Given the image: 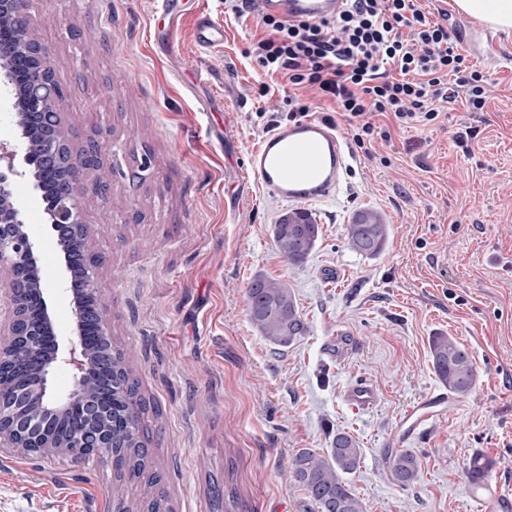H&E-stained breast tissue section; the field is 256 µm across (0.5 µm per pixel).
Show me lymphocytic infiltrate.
Wrapping results in <instances>:
<instances>
[{
	"label": "lymphocytic infiltrate",
	"instance_id": "obj_1",
	"mask_svg": "<svg viewBox=\"0 0 512 512\" xmlns=\"http://www.w3.org/2000/svg\"><path fill=\"white\" fill-rule=\"evenodd\" d=\"M261 27L251 53L263 72L286 79L290 117L307 116L300 95L311 93L343 114L359 146L375 133L389 138L377 116L431 122L455 96L473 110L488 98L486 78L418 0H344L332 20L265 15Z\"/></svg>",
	"mask_w": 512,
	"mask_h": 512
}]
</instances>
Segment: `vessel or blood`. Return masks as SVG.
<instances>
[{
    "mask_svg": "<svg viewBox=\"0 0 512 512\" xmlns=\"http://www.w3.org/2000/svg\"><path fill=\"white\" fill-rule=\"evenodd\" d=\"M180 0H161L165 20L154 40L166 51H173L172 34L182 10ZM344 0H257L260 13L281 18L330 19L338 14ZM193 42L201 51L224 44L222 23L208 13L196 12ZM248 166L260 187L289 202L312 205L335 198L345 182L350 167L349 152L336 129L318 120H300L277 126L267 133L248 156ZM346 397L351 407L365 412L377 403V393L367 382L351 384ZM448 405V396L433 393L407 411L400 422L403 439L412 438Z\"/></svg>",
    "mask_w": 512,
    "mask_h": 512,
    "instance_id": "obj_1",
    "label": "vessel or blood"
}]
</instances>
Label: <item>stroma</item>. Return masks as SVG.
<instances>
[{"label":"stroma","mask_w":512,"mask_h":512,"mask_svg":"<svg viewBox=\"0 0 512 512\" xmlns=\"http://www.w3.org/2000/svg\"><path fill=\"white\" fill-rule=\"evenodd\" d=\"M420 5L446 13L449 35L492 94L481 111L460 98L430 123L380 118L391 139L367 153L336 117L351 168L336 200L311 206L321 236L296 267L273 245L289 205L248 169L269 120L288 113L281 94L259 96L264 75L246 56L259 16L229 17L224 0H196L176 51L164 55L150 39L154 0H29L31 36L63 92L73 153L111 132L103 166L82 176L79 204L111 336L161 410L146 418L159 483L116 501L111 465L5 451L0 512H139L158 494L166 512H211L214 481L234 490L237 512H317L287 478L288 462L303 448L327 454L339 431L362 452L347 480L363 512H482L465 475L477 452L494 463L501 512H512V33L488 44L454 0ZM197 8L224 25L222 48L194 47ZM468 127L472 137L458 141ZM101 182L110 199L96 194ZM14 194L39 245L57 334L67 338L73 315L45 205L32 181H18ZM367 207L390 226L372 258L347 241L349 220ZM258 276L286 284L308 323L288 347L271 345L249 320L246 291ZM438 333L470 351L476 381L407 444L419 476L401 487L387 458L405 445V412L442 388L429 351ZM359 380L378 393L366 412L344 399Z\"/></svg>","instance_id":"35a3bbf8"}]
</instances>
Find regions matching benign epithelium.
Wrapping results in <instances>:
<instances>
[{"label":"benign epithelium","mask_w":512,"mask_h":512,"mask_svg":"<svg viewBox=\"0 0 512 512\" xmlns=\"http://www.w3.org/2000/svg\"><path fill=\"white\" fill-rule=\"evenodd\" d=\"M0 16H8L23 29L18 45L31 39L28 0H0ZM48 61L41 47H35L32 62L25 77L24 103L33 112L46 134L44 147L56 154L65 144L61 128L60 111L63 94L48 81ZM0 101L9 104L16 125H21L19 99L9 90L14 84V73L0 65ZM107 132L100 131L97 138L78 156H71L61 168L66 191L57 196L52 206L45 207L48 230L56 240L65 267V293L69 296L74 316V330L65 343H60L55 331L51 310L47 302V288L39 261V246L27 231L23 211L14 199L13 184L19 178L32 174L36 158L31 154L26 133L19 132L12 144L0 143V270L9 278V323L7 331L0 332V364L10 343L16 336L26 337L27 356H37L46 342L53 351L50 358L39 364L42 378L39 409L29 408V388L21 381L11 386H0V450L25 451V437L41 433V447L50 449L48 456L71 455L82 460L102 461L112 456V435L93 424L103 415L112 424V400L103 402L87 398V384L91 375L90 336L87 327L97 325L99 335L112 340L105 318V304L96 281V265L81 260L89 244L86 225L81 220L78 197L81 191L80 172L100 167L106 154ZM32 282L31 297L39 307L35 323L21 325L17 315L16 281ZM68 370L74 380L72 391L64 398H52L46 385L54 372ZM70 413L86 421V429L79 438L66 442L46 437L47 423L55 415Z\"/></svg>","instance_id":"obj_1"}]
</instances>
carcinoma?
Returning <instances> with one entry per match:
<instances>
[{"label":"carcinoma","mask_w":512,"mask_h":512,"mask_svg":"<svg viewBox=\"0 0 512 512\" xmlns=\"http://www.w3.org/2000/svg\"><path fill=\"white\" fill-rule=\"evenodd\" d=\"M57 161L43 158L36 179L41 183L45 199L52 201L61 190ZM321 235L320 225L302 208L283 213L273 227L276 251L293 266H301L309 257ZM350 248L356 253L374 257L385 248L389 225L372 209L353 214L347 225ZM247 314L252 325L269 343L287 347L308 333V325L300 314L295 298L284 283L263 276L253 279L246 292ZM432 367L448 392L456 396L468 394L476 381L473 361L467 349L453 337L439 333L429 341ZM149 408L141 397L138 383L127 367L124 353L112 346V467L115 482L112 498L122 499L126 488L145 483L152 487L157 476L151 472L150 435L145 424ZM82 421L54 418L50 431L64 439L78 432ZM361 451L356 440L346 432H336L328 455L303 449L288 463V473L316 505L318 512H363L360 500L351 490L344 475L360 467ZM492 463L482 455L470 458L466 472L473 481L485 477ZM389 477L406 487L418 477L419 462L410 450H399L388 458ZM209 497L214 512H231L237 505L232 492L217 483L210 484Z\"/></svg>","instance_id":"carcinoma-1"}]
</instances>
